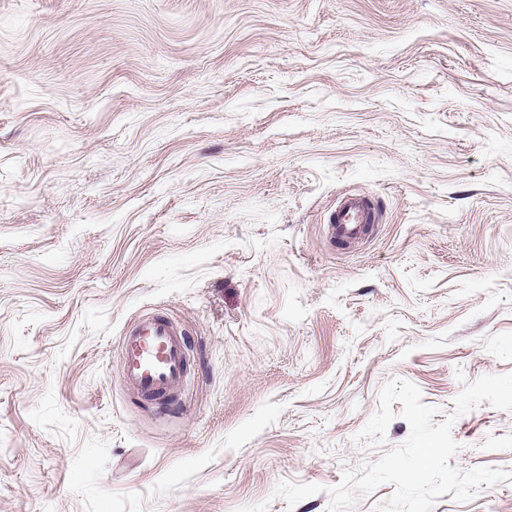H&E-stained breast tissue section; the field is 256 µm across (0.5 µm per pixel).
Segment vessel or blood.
Masks as SVG:
<instances>
[{
	"label": "vessel or blood",
	"mask_w": 512,
	"mask_h": 512,
	"mask_svg": "<svg viewBox=\"0 0 512 512\" xmlns=\"http://www.w3.org/2000/svg\"><path fill=\"white\" fill-rule=\"evenodd\" d=\"M375 204L366 196L344 195L328 216L331 239L358 242L368 225L378 223ZM126 386L144 400L165 405L184 380L186 347L180 330L164 315H146L130 325L121 347Z\"/></svg>",
	"instance_id": "vessel-or-blood-1"
}]
</instances>
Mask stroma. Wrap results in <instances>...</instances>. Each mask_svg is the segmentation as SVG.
<instances>
[{
  "instance_id": "1",
  "label": "stroma",
  "mask_w": 512,
  "mask_h": 512,
  "mask_svg": "<svg viewBox=\"0 0 512 512\" xmlns=\"http://www.w3.org/2000/svg\"><path fill=\"white\" fill-rule=\"evenodd\" d=\"M346 193L380 218L341 248ZM149 312L186 344L165 415L121 375ZM507 372L512 0H0V512H328L409 436L396 402L354 440L387 382L439 423ZM452 436L512 473V412Z\"/></svg>"
}]
</instances>
